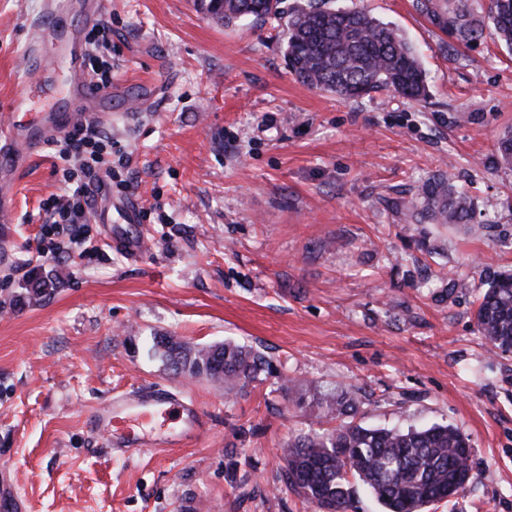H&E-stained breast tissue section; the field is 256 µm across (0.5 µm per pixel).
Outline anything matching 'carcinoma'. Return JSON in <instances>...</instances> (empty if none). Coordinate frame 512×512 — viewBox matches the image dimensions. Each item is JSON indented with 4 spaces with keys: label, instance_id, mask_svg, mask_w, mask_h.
Returning <instances> with one entry per match:
<instances>
[{
    "label": "carcinoma",
    "instance_id": "1",
    "mask_svg": "<svg viewBox=\"0 0 512 512\" xmlns=\"http://www.w3.org/2000/svg\"><path fill=\"white\" fill-rule=\"evenodd\" d=\"M418 0L421 11L441 30L469 44L489 35L512 47V0ZM207 17L229 27L245 18L264 22L281 15L280 0H196ZM285 56L304 86L343 99L387 90L408 99L426 98L425 75L415 47L397 28L362 8L314 3L293 10L285 22ZM498 158L512 167V129L498 140ZM411 215L435 224H468L474 201L464 188L443 177L417 187ZM477 325L494 347L512 345V271L494 277L478 298ZM173 371L224 383L232 392L269 366L259 352L224 342L190 351L169 338L156 343ZM318 404L341 423L330 432L300 434L288 442L290 485L315 512H351L353 482L361 483L385 512H426L463 492L474 479L467 468L470 443L448 425L423 429L372 428L353 421L357 405L349 394L322 393Z\"/></svg>",
    "mask_w": 512,
    "mask_h": 512
}]
</instances>
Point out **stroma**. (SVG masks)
<instances>
[{"label": "stroma", "instance_id": "obj_1", "mask_svg": "<svg viewBox=\"0 0 512 512\" xmlns=\"http://www.w3.org/2000/svg\"><path fill=\"white\" fill-rule=\"evenodd\" d=\"M398 27L429 88L342 100L299 83L284 23L217 24L194 0H106L112 84L97 102L66 62L28 65L46 0H0V103L25 92L26 126L98 112L116 168L110 221L89 255L43 259L42 201L63 193L50 151L16 172L18 247L0 264V460L32 512H313L284 449L334 428L306 388L348 392L355 422L448 424L476 476L429 512H512V353L476 326L477 299L512 269V50L465 46L417 0H332ZM465 187L470 224L403 207L434 175ZM132 204L137 259L107 245ZM227 340L270 361L237 394L175 374L157 337ZM142 385L195 399L203 434L131 457L84 426L85 410Z\"/></svg>", "mask_w": 512, "mask_h": 512}]
</instances>
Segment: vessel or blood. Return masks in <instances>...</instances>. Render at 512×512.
Listing matches in <instances>:
<instances>
[{
    "label": "vessel or blood",
    "mask_w": 512,
    "mask_h": 512,
    "mask_svg": "<svg viewBox=\"0 0 512 512\" xmlns=\"http://www.w3.org/2000/svg\"><path fill=\"white\" fill-rule=\"evenodd\" d=\"M35 47L52 45L59 50L74 54L75 42L63 30L56 13H48L33 37ZM56 136L54 121L20 133L6 131L0 126V162L13 169H21L30 158L41 153ZM11 186H0V255L9 256L13 247V231L10 226L13 213ZM113 246L124 249L137 257L145 249L144 239L127 229L112 231ZM202 409L193 401L169 388L156 386L139 388L112 397L92 409L88 415L90 428L95 433L110 437L113 451L135 454L145 447L162 448L198 438L202 433ZM168 420L163 431H155L157 418ZM27 506L16 490L8 464H0V512H26Z\"/></svg>",
    "instance_id": "1"
}]
</instances>
